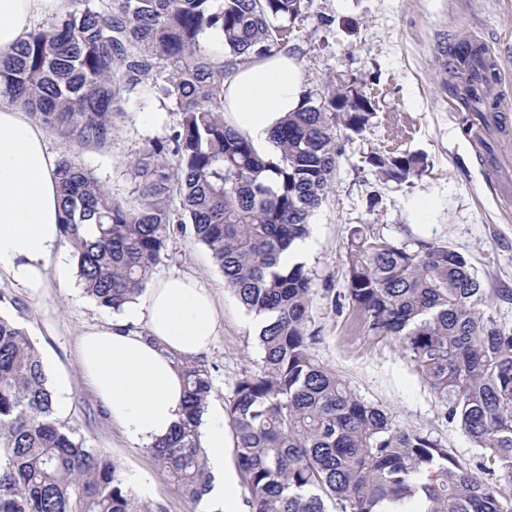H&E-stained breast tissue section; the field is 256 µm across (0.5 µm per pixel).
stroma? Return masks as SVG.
I'll use <instances>...</instances> for the list:
<instances>
[{
    "instance_id": "obj_1",
    "label": "stroma",
    "mask_w": 512,
    "mask_h": 512,
    "mask_svg": "<svg viewBox=\"0 0 512 512\" xmlns=\"http://www.w3.org/2000/svg\"><path fill=\"white\" fill-rule=\"evenodd\" d=\"M325 16L333 17L332 25L322 24ZM464 38L487 45L512 79V0H309L288 44L300 67L302 94L318 103L327 83L355 78L373 106L362 133L338 126L332 188L310 218L305 265L314 289L308 314V329L317 337L313 352L358 396L385 407L401 428L431 434L472 466L480 449L448 422L443 403L405 350L393 338L369 333L363 315L344 300L350 232L362 224L394 241L423 238L461 252L512 328V200L491 179L495 170L512 179V104H501L498 125L482 140L468 137L448 65L449 52ZM178 120L140 94L130 100L110 147L78 150L71 158L92 169L114 195L129 197L136 186L129 161L144 139L166 137ZM376 153L413 154L420 164L399 184L377 174L369 162ZM420 200L427 203L421 211L415 207ZM170 273L194 277L214 294L220 328L199 361L211 374L213 402L225 404L242 373L262 362L255 317L225 287L222 272L190 233L173 236L155 275ZM49 280L40 297L1 281L0 315L25 330L50 379L67 381L59 420L87 447L107 452L143 502L164 504L168 512H202V504L177 491L150 451L125 441L81 375L77 340L85 329L111 322L112 311L85 293L73 258H66L64 270L50 268Z\"/></svg>"
}]
</instances>
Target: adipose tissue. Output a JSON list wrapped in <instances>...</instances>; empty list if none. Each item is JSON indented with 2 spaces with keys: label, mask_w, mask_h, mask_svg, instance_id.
<instances>
[{
  "label": "adipose tissue",
  "mask_w": 512,
  "mask_h": 512,
  "mask_svg": "<svg viewBox=\"0 0 512 512\" xmlns=\"http://www.w3.org/2000/svg\"><path fill=\"white\" fill-rule=\"evenodd\" d=\"M67 0H0V52L19 46L35 22L61 13ZM301 100L300 68L288 55L238 65L224 81V118L263 159L274 156L275 125ZM56 160L44 126L0 95V278L32 295L48 286V269L63 258ZM145 331L117 320L85 331L77 343L84 379L113 424L135 448L149 449L184 417V386L175 358L206 353L219 309L196 278L159 279L146 299ZM201 444L212 476L207 496L235 512L236 479L225 461L224 417H202Z\"/></svg>",
  "instance_id": "obj_1"
}]
</instances>
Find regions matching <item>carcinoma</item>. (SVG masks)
Segmentation results:
<instances>
[{"label": "carcinoma", "instance_id": "carcinoma-1", "mask_svg": "<svg viewBox=\"0 0 512 512\" xmlns=\"http://www.w3.org/2000/svg\"><path fill=\"white\" fill-rule=\"evenodd\" d=\"M83 2L13 49L0 93L74 150L111 146L125 103L146 87L179 114L172 134L140 146L130 199L68 158L57 163L62 232L85 292L120 311L167 258L174 224L182 223L172 208L177 197L225 286L266 317L262 362L241 375L225 405L254 512H329V503L336 512H390L388 504L411 500L416 512H512V330L462 253L356 226L346 298L372 335L399 340L448 421L483 450L476 468L430 434L398 427L312 351L310 272L303 263L280 266V255L309 235V218L331 187L337 119L362 132L371 100L352 79L328 84L318 105L302 96L272 132L271 161L224 123V78L254 58L288 53L289 26L308 0ZM461 47L482 70L478 92L469 73L456 72L463 107L497 109L495 65L475 46ZM369 163L401 182L419 159L375 154ZM177 365L185 418L153 455L199 503L211 480L200 425L213 384L205 365ZM0 512H168L139 501L117 463L57 420L41 353L2 317Z\"/></svg>", "mask_w": 512, "mask_h": 512}]
</instances>
